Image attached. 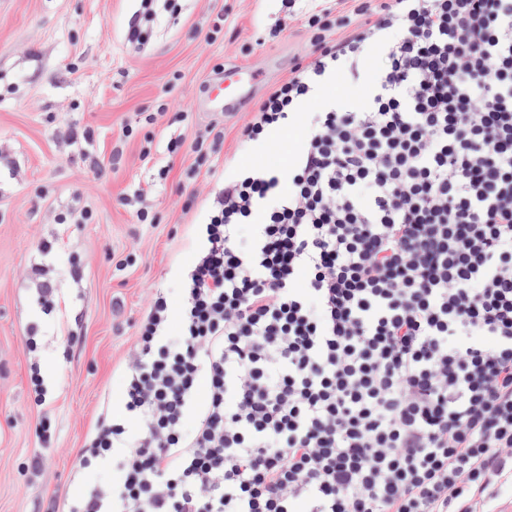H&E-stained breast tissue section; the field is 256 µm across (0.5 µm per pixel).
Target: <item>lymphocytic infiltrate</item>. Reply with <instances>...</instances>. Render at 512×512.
<instances>
[{
    "label": "lymphocytic infiltrate",
    "instance_id": "lymphocytic-infiltrate-1",
    "mask_svg": "<svg viewBox=\"0 0 512 512\" xmlns=\"http://www.w3.org/2000/svg\"><path fill=\"white\" fill-rule=\"evenodd\" d=\"M351 2L240 138L388 32L368 101L225 181L80 450L120 478L66 512H478L512 476V0Z\"/></svg>",
    "mask_w": 512,
    "mask_h": 512
}]
</instances>
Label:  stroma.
<instances>
[{
  "label": "stroma",
  "instance_id": "1",
  "mask_svg": "<svg viewBox=\"0 0 512 512\" xmlns=\"http://www.w3.org/2000/svg\"><path fill=\"white\" fill-rule=\"evenodd\" d=\"M321 7L160 4L136 51L125 36L139 0H0V512H63L110 481L111 470L79 468L78 450L99 417L123 410L125 365L156 289H165L169 329L178 331L180 283L225 176L242 165L287 167L276 147L242 143L239 131L253 103L310 54L300 16ZM219 14L224 30L206 40L205 23ZM281 23L285 31L270 38ZM238 64L262 74L250 102L231 114L212 108L211 83ZM126 126L135 137H123ZM71 127L94 129V141L68 143ZM212 127L223 141L195 152ZM174 128L184 144L172 153ZM148 138L150 166L140 159ZM146 184L153 191L142 223L122 199ZM84 207L90 223H72ZM40 266L57 280L50 310L33 275ZM35 368L47 389L40 405L30 388Z\"/></svg>",
  "mask_w": 512,
  "mask_h": 512
}]
</instances>
